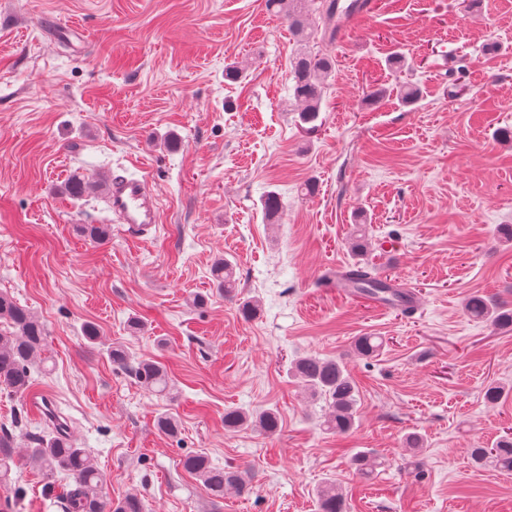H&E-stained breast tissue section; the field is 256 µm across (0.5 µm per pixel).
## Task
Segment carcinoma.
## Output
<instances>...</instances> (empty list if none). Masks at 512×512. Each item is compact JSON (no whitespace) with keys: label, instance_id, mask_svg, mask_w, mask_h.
I'll return each mask as SVG.
<instances>
[{"label":"carcinoma","instance_id":"1","mask_svg":"<svg viewBox=\"0 0 512 512\" xmlns=\"http://www.w3.org/2000/svg\"><path fill=\"white\" fill-rule=\"evenodd\" d=\"M310 0H266L268 10L283 14L300 49L292 62L293 97L299 105L300 120L307 125L308 133L316 129L315 122L321 112L327 80L334 71V60L325 55L312 53L307 45L315 38L304 18L306 3ZM420 96L416 86L403 82L396 86V97L403 104L415 102ZM351 251L361 256L369 248V238L363 225H356L350 239ZM212 277L218 289L226 296L237 293L238 282L233 267L224 259H218L212 267ZM336 282L348 283L371 293H379L392 305L406 310L407 293L386 284L375 270L365 263L357 262L336 276ZM467 314L475 319L487 321L498 329H512V308L498 304L482 294H472L465 304ZM0 387L16 395H24L33 383L30 367L42 360L44 327L28 309L17 304L11 297L0 293ZM383 340L377 336H359L353 344L354 352L361 357H372L379 353ZM112 363L134 375L145 387L156 393L170 391L169 383L161 365L151 359H134L121 345L109 350ZM295 375L305 384L312 395L327 401L328 413L321 422L323 430L334 434L350 432L355 423L359 389L345 364L340 359L306 355L294 363ZM253 425L265 434L276 433L279 415L264 410L250 415L237 409L224 412V427L230 430L244 425ZM17 439L14 433L0 428V485L12 482V465L15 464ZM471 454L480 465L490 463L501 471L512 472V433L500 437L491 448H473ZM24 460L38 467L48 479V487L58 475L70 478L74 486L61 497L63 512H104L102 479L93 460L84 448L56 433L36 439L26 449ZM185 471L194 475L212 500L224 498L228 487L241 492L249 491L248 481L237 470L225 469L211 462L200 452L182 460ZM109 512H144L138 496L130 494L112 503ZM318 512H347L346 500L329 483L318 493Z\"/></svg>","mask_w":512,"mask_h":512}]
</instances>
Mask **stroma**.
Instances as JSON below:
<instances>
[{"label":"stroma","mask_w":512,"mask_h":512,"mask_svg":"<svg viewBox=\"0 0 512 512\" xmlns=\"http://www.w3.org/2000/svg\"><path fill=\"white\" fill-rule=\"evenodd\" d=\"M311 19L310 49L336 70L308 134L291 91L297 46L265 0H0V293L45 328L30 391L90 451L104 500L134 494L145 512H317L328 482L348 512H512V474L469 456L512 429V332L463 308L474 293L512 304V0L473 13L464 0H378L330 40L322 13ZM394 52L412 69L392 73ZM398 80L421 100L368 102ZM138 167L159 199L147 239L128 238L99 192H63L72 176ZM358 223L367 261L418 310L337 294ZM82 224L108 225L107 238L88 240ZM220 257L237 297L213 283ZM251 298L260 311L247 319ZM366 334L383 338L379 356L354 354ZM117 344L160 362L170 394L113 365ZM306 354L342 359L356 381L349 434L322 430L324 400L293 377ZM491 385L508 389L494 405ZM230 408L276 409L279 430L225 429ZM164 414L177 435L156 429ZM0 427L21 444L54 431L1 388ZM413 432L418 453L402 446ZM200 451L246 472L250 494L211 502L180 466ZM360 453L380 462L370 477L350 466ZM17 478L0 486V512H59L37 467Z\"/></svg>","instance_id":"stroma-1"}]
</instances>
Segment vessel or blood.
Segmentation results:
<instances>
[{"mask_svg":"<svg viewBox=\"0 0 512 512\" xmlns=\"http://www.w3.org/2000/svg\"><path fill=\"white\" fill-rule=\"evenodd\" d=\"M106 202L116 223L126 226L136 238L155 234L159 210L146 176L112 174L108 180Z\"/></svg>","mask_w":512,"mask_h":512,"instance_id":"vessel-or-blood-1","label":"vessel or blood"}]
</instances>
